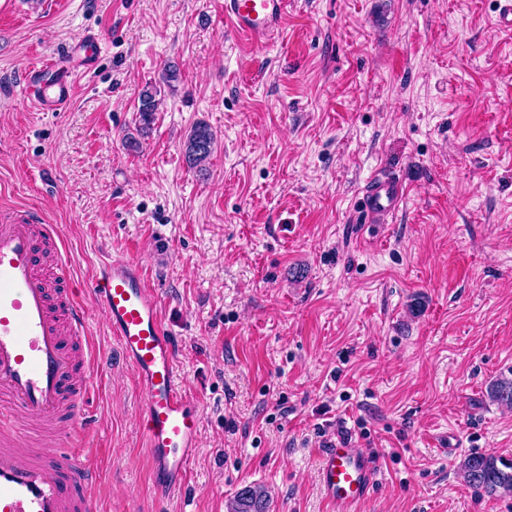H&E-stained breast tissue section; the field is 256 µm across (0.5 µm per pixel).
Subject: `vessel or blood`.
<instances>
[{
  "label": "vessel or blood",
  "mask_w": 512,
  "mask_h": 512,
  "mask_svg": "<svg viewBox=\"0 0 512 512\" xmlns=\"http://www.w3.org/2000/svg\"><path fill=\"white\" fill-rule=\"evenodd\" d=\"M287 12L288 0H224L231 32L260 46L279 39ZM98 47L95 37L75 45L77 63L66 73L53 55L32 62L28 73L37 79L36 105L58 110L68 104ZM403 197L400 180L382 174L369 181L363 202L368 216H386L399 209ZM61 245L59 228L34 221L29 209L0 211V421L20 416L18 438L33 437L40 424L59 426L54 454L34 460L0 443V512H99L93 492L103 471L82 447L94 417L98 372L86 311L70 286L67 256L59 258L55 281L40 269L42 257ZM89 290L138 382L154 489L175 498L197 454L202 415L178 385L176 346L161 315V297L128 255L102 261ZM375 480L372 459L350 440L326 443L318 481L332 512H358Z\"/></svg>",
  "instance_id": "1"
}]
</instances>
